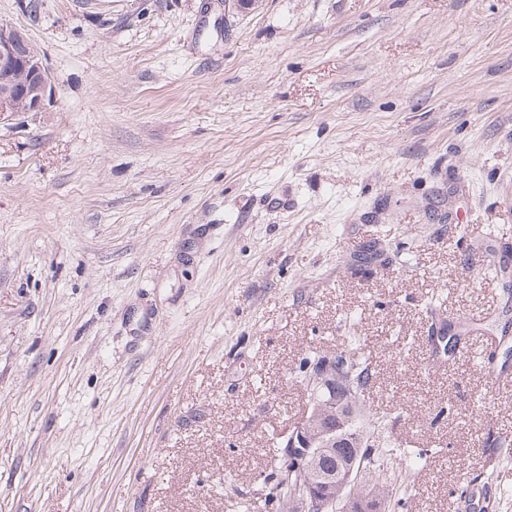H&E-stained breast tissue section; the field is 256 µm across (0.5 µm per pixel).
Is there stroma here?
<instances>
[{"label":"stroma","mask_w":512,"mask_h":512,"mask_svg":"<svg viewBox=\"0 0 512 512\" xmlns=\"http://www.w3.org/2000/svg\"><path fill=\"white\" fill-rule=\"evenodd\" d=\"M22 2L56 96L0 123V512H234L353 316L434 452L403 512H512V0Z\"/></svg>","instance_id":"stroma-1"}]
</instances>
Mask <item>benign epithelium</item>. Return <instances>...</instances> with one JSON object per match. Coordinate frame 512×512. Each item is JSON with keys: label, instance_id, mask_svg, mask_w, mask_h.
Masks as SVG:
<instances>
[{"label": "benign epithelium", "instance_id": "benign-epithelium-1", "mask_svg": "<svg viewBox=\"0 0 512 512\" xmlns=\"http://www.w3.org/2000/svg\"><path fill=\"white\" fill-rule=\"evenodd\" d=\"M55 97L51 73L41 53L26 33L0 23V121L29 112H44ZM308 405L286 435L287 450L296 460L299 475L285 479L282 503L287 512H387V499L362 494L363 488L383 482L362 478L364 464L357 457L323 465L326 455L338 448H363L372 444L365 427L352 431L362 404V393L351 381L336 354L327 352L308 364ZM336 419L331 427L329 419Z\"/></svg>", "mask_w": 512, "mask_h": 512}]
</instances>
